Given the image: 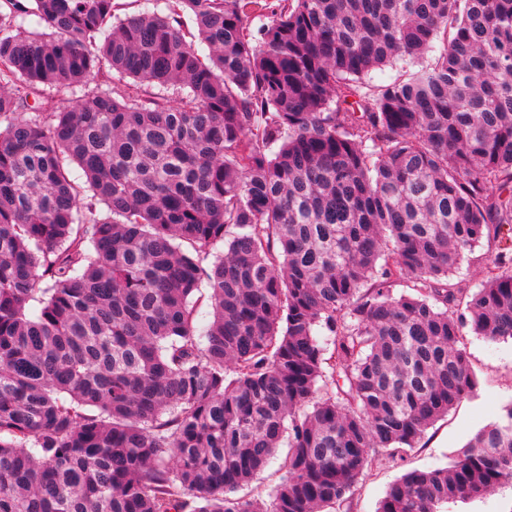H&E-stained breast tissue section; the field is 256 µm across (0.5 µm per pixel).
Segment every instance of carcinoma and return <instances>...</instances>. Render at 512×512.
Returning a JSON list of instances; mask_svg holds the SVG:
<instances>
[{
  "label": "carcinoma",
  "instance_id": "carcinoma-1",
  "mask_svg": "<svg viewBox=\"0 0 512 512\" xmlns=\"http://www.w3.org/2000/svg\"><path fill=\"white\" fill-rule=\"evenodd\" d=\"M119 8L0 0V512H337L512 339V0ZM507 484L512 402L377 512ZM494 252V246L487 245L483 242L481 245L476 246L471 252L466 251L465 260L462 264L461 277H463V284L467 288L476 289L480 286L484 269L489 263L490 257ZM287 448L284 446L279 449L278 456L271 464L259 475L257 478L239 492V496L245 495L246 497H257L262 496L267 498L268 490L277 484L281 477L285 474V470L282 468V462L286 455Z\"/></svg>",
  "mask_w": 512,
  "mask_h": 512
}]
</instances>
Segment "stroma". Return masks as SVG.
I'll return each mask as SVG.
<instances>
[{"label": "stroma", "mask_w": 512, "mask_h": 512, "mask_svg": "<svg viewBox=\"0 0 512 512\" xmlns=\"http://www.w3.org/2000/svg\"><path fill=\"white\" fill-rule=\"evenodd\" d=\"M463 342L479 384L476 391L429 428L404 459L385 461L360 478L346 512H376L387 487L409 469L447 466L484 425L512 401V340L490 342L466 333Z\"/></svg>", "instance_id": "35a3bbf8"}]
</instances>
